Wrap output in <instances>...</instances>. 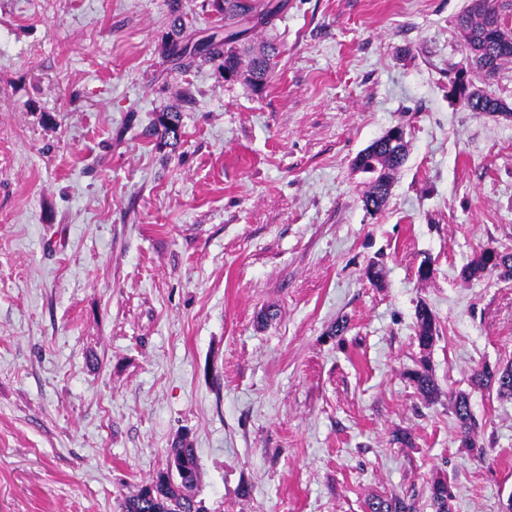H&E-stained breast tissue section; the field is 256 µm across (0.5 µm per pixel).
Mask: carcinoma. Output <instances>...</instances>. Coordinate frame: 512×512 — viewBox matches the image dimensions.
<instances>
[{"instance_id": "cac0c4a2", "label": "carcinoma", "mask_w": 512, "mask_h": 512, "mask_svg": "<svg viewBox=\"0 0 512 512\" xmlns=\"http://www.w3.org/2000/svg\"><path fill=\"white\" fill-rule=\"evenodd\" d=\"M171 20V34L164 41L166 57L178 66L189 69L198 63H211L219 73L230 72L234 79L244 78L250 85H264L270 74V57L276 48L263 45L257 49L246 46L249 32L256 27H267L278 17L282 4L278 0H211L217 12L223 31H215L205 38L194 41L180 37L183 30L182 0H167ZM512 24V0H469L465 9L457 15L456 26L463 46L469 52L472 72L487 80L499 75L503 65L512 61V48L502 49L492 40L498 28ZM473 99L469 110L472 112H508L512 110L505 102L486 91L471 86ZM181 111L176 108L158 114L152 126L151 135L156 137L158 146L176 150L181 141ZM406 145H390L380 138L361 151L362 173L367 175L368 190L364 194V206L368 210H380L387 199L393 175L406 159ZM484 272H497L512 277V253L497 252L496 262L489 263L486 252H481L469 265L463 268L466 279ZM417 340L419 345L432 346L436 336V322L431 310L423 306L416 313ZM412 380L426 397L436 392V384L427 367L415 371ZM471 383L476 388L494 386L502 396H512V365L504 368L483 367L474 373ZM454 415L457 420L461 442L473 446L472 434L475 423L468 397L461 393L454 400ZM170 459L175 461L179 471L157 474L137 494L121 503L122 512H205L202 502L196 500L198 464L194 448L187 438L182 437L171 448ZM430 501L434 512H452L448 484L436 479L430 486ZM368 512H417L416 503L400 496L390 498L373 497L367 502Z\"/></svg>"}]
</instances>
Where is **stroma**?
<instances>
[{"instance_id":"35a3bbf8","label":"stroma","mask_w":512,"mask_h":512,"mask_svg":"<svg viewBox=\"0 0 512 512\" xmlns=\"http://www.w3.org/2000/svg\"><path fill=\"white\" fill-rule=\"evenodd\" d=\"M468 2L282 0L258 93L164 58L165 0H0V512H119L182 434L207 512H433L440 477L502 512L512 397L471 376L512 364V278L461 269L512 252V117L448 95ZM396 126L373 213L352 164ZM181 111L170 108L159 112L152 126L151 135L156 137L158 146L170 147L175 151L181 141ZM420 306L423 307H419L416 313L417 340L420 346L429 348L435 340L436 322L431 310L424 304ZM454 415L457 420L458 433L461 442L466 444V447H472V434L474 432L475 423L470 410L468 397L461 393L456 396L454 400ZM368 512H417L416 503L400 496L373 497L367 502Z\"/></svg>"}]
</instances>
